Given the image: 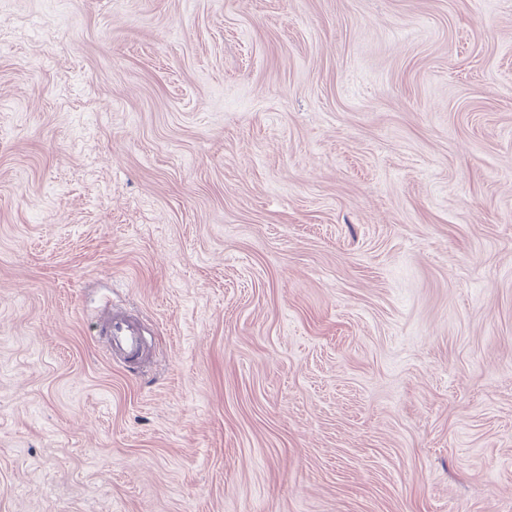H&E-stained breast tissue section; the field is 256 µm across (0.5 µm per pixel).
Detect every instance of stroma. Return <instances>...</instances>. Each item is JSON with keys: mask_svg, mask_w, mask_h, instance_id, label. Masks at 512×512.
I'll list each match as a JSON object with an SVG mask.
<instances>
[{"mask_svg": "<svg viewBox=\"0 0 512 512\" xmlns=\"http://www.w3.org/2000/svg\"><path fill=\"white\" fill-rule=\"evenodd\" d=\"M0 512H512V0H0ZM146 327L143 319L125 305H105L98 313L92 336L112 364L139 365L145 354Z\"/></svg>", "mask_w": 512, "mask_h": 512, "instance_id": "stroma-1", "label": "stroma"}]
</instances>
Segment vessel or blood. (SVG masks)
<instances>
[{"instance_id":"vessel-or-blood-1","label":"vessel or blood","mask_w":512,"mask_h":512,"mask_svg":"<svg viewBox=\"0 0 512 512\" xmlns=\"http://www.w3.org/2000/svg\"><path fill=\"white\" fill-rule=\"evenodd\" d=\"M145 333L142 318L125 305L116 303L100 310L92 331L106 357L124 367L142 363Z\"/></svg>"}]
</instances>
